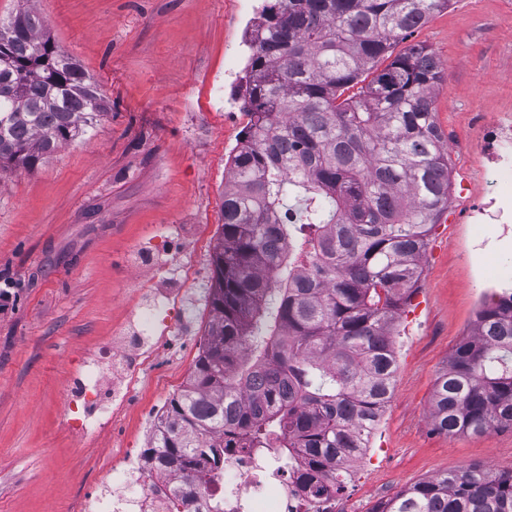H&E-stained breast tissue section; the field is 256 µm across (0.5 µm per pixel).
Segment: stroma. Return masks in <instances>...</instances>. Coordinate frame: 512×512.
<instances>
[{
    "label": "stroma",
    "instance_id": "obj_1",
    "mask_svg": "<svg viewBox=\"0 0 512 512\" xmlns=\"http://www.w3.org/2000/svg\"><path fill=\"white\" fill-rule=\"evenodd\" d=\"M264 0H0V17L41 15L98 83L92 135L32 170L0 172V276L17 287L0 311V512H83L128 448L144 451L193 369L210 319L224 167L248 117L238 104L249 32ZM445 77L434 94L448 147V208L429 235L421 278L396 320L393 393L343 499L376 500L448 472H512V429L446 436L432 394L482 300L512 289V229L465 224L488 187L474 115L512 110V0H452L416 29ZM169 252L131 274L136 250ZM196 278L172 275L184 262ZM179 300L171 349L142 366L136 395L83 435L68 408L82 362L158 292ZM111 373L110 362L102 364Z\"/></svg>",
    "mask_w": 512,
    "mask_h": 512
}]
</instances>
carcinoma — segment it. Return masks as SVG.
<instances>
[{"instance_id":"carcinoma-1","label":"carcinoma","mask_w":512,"mask_h":512,"mask_svg":"<svg viewBox=\"0 0 512 512\" xmlns=\"http://www.w3.org/2000/svg\"><path fill=\"white\" fill-rule=\"evenodd\" d=\"M450 0H274L249 40V116L229 159L211 319L183 388L142 454L187 506L224 438L305 448L314 493L343 488L388 404L397 315L448 206L435 54L395 52ZM98 84L35 12L0 19V170L33 169L91 132ZM433 429L512 428V294L484 304L433 394ZM384 512H512V474L469 467Z\"/></svg>"}]
</instances>
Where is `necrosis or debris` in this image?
Listing matches in <instances>:
<instances>
[{
	"label": "necrosis or debris",
	"mask_w": 512,
	"mask_h": 512,
	"mask_svg": "<svg viewBox=\"0 0 512 512\" xmlns=\"http://www.w3.org/2000/svg\"><path fill=\"white\" fill-rule=\"evenodd\" d=\"M476 143L486 163L485 172L492 186L512 181V114L504 112L494 119L478 117ZM178 315L173 297L158 298L139 322L140 334L149 338L146 348H138L129 336H113L111 382H104L97 360L83 363L80 388L70 400L80 411L76 419L83 433L94 432L102 421L113 418L114 406L133 396L140 366L158 350L157 325L173 326ZM306 451L292 448H228L224 462L215 471L210 485L213 499L224 512H337L335 495L314 496L305 486ZM121 484V493L108 497L91 489L87 494L89 512H174L171 493L164 478L142 469L134 453H127L121 466L112 472Z\"/></svg>",
	"instance_id": "necrosis-or-debris-1"
}]
</instances>
